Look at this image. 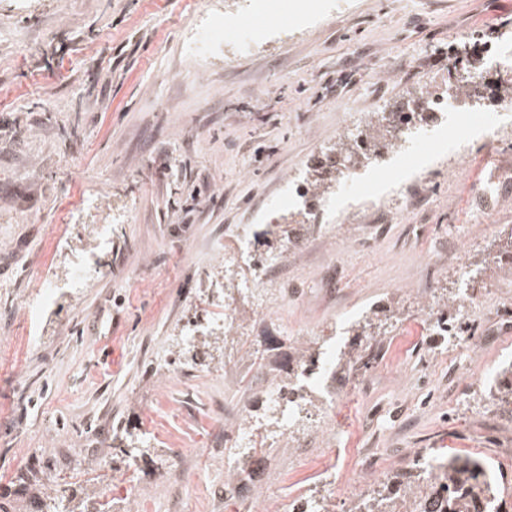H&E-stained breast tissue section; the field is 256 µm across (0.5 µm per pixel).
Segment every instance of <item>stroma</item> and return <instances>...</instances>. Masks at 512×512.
Here are the masks:
<instances>
[{"label": "stroma", "instance_id": "stroma-1", "mask_svg": "<svg viewBox=\"0 0 512 512\" xmlns=\"http://www.w3.org/2000/svg\"><path fill=\"white\" fill-rule=\"evenodd\" d=\"M238 5L0 0V512H250L255 483L350 512L361 448L400 475L479 457L512 512V402L493 397L512 364V128L479 132L512 95V69L493 65L512 0H265L224 30L257 36L251 51L189 58L202 10ZM468 74L481 98L458 92ZM430 95L475 130L459 154L442 128L387 173L401 185L430 165L415 204L394 200L385 224L287 206L274 221L307 226L304 250L263 236L282 181L309 186L338 142ZM242 224L249 268L224 253ZM87 257L92 275L65 287ZM309 323L305 344L293 327ZM330 346L340 364L296 424L309 455L273 446L225 495L236 411L271 438L272 375Z\"/></svg>", "mask_w": 512, "mask_h": 512}]
</instances>
